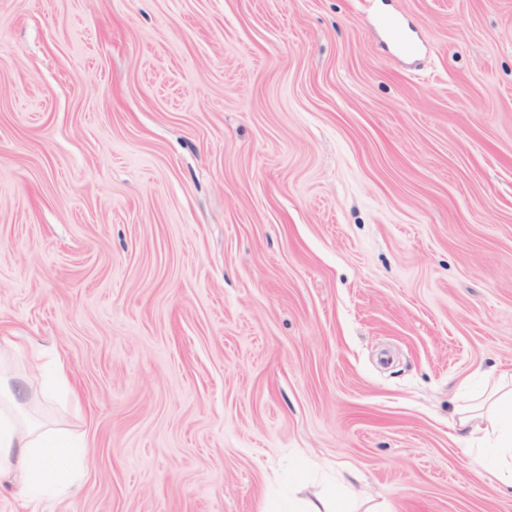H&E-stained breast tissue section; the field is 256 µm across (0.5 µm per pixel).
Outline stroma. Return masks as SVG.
Listing matches in <instances>:
<instances>
[{"instance_id": "35a3bbf8", "label": "stroma", "mask_w": 512, "mask_h": 512, "mask_svg": "<svg viewBox=\"0 0 512 512\" xmlns=\"http://www.w3.org/2000/svg\"><path fill=\"white\" fill-rule=\"evenodd\" d=\"M0 337L81 401L39 512H512V0H0ZM466 448L489 480L512 489V372H501L459 409ZM364 504L354 486L341 474L326 488L317 502L311 501L289 512H359Z\"/></svg>"}]
</instances>
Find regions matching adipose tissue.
<instances>
[{
    "mask_svg": "<svg viewBox=\"0 0 512 512\" xmlns=\"http://www.w3.org/2000/svg\"><path fill=\"white\" fill-rule=\"evenodd\" d=\"M23 360L29 378L14 374L15 360ZM38 382L42 399L52 402L55 389L65 388L67 374L59 360L44 361L41 351L13 346L0 353V483L16 487L22 505L66 495L88 452L86 442L67 428L32 417L20 396ZM458 426L465 431L468 449L485 476L512 489V372H501L459 409ZM294 512H379L363 506L351 482L337 476L317 500Z\"/></svg>",
    "mask_w": 512,
    "mask_h": 512,
    "instance_id": "ef3b65f1",
    "label": "adipose tissue"
}]
</instances>
